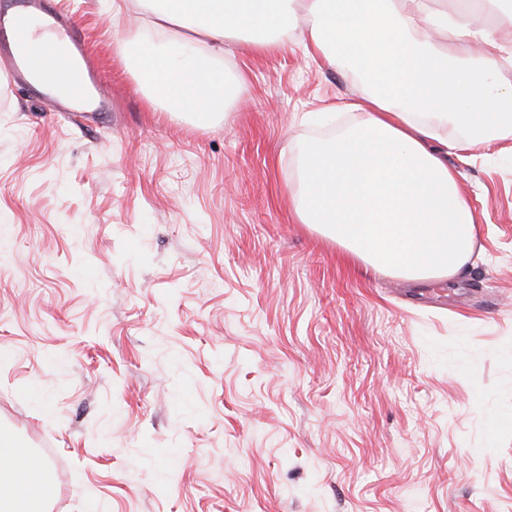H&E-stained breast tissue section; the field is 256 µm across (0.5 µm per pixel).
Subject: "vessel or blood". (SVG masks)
Segmentation results:
<instances>
[{"mask_svg": "<svg viewBox=\"0 0 512 512\" xmlns=\"http://www.w3.org/2000/svg\"><path fill=\"white\" fill-rule=\"evenodd\" d=\"M16 5L18 11L13 15L0 10V66L10 72L13 81L24 84L54 112L111 111L106 79L91 60L75 22L52 6L51 0H17ZM35 18L66 47L62 60L32 57L29 28ZM52 82L64 84L65 95L46 94Z\"/></svg>", "mask_w": 512, "mask_h": 512, "instance_id": "obj_1", "label": "vessel or blood"}]
</instances>
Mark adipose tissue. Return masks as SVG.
Wrapping results in <instances>:
<instances>
[{
  "label": "adipose tissue",
  "mask_w": 512,
  "mask_h": 512,
  "mask_svg": "<svg viewBox=\"0 0 512 512\" xmlns=\"http://www.w3.org/2000/svg\"><path fill=\"white\" fill-rule=\"evenodd\" d=\"M152 25L185 29L178 44L140 43L151 100L193 125L223 113L229 88L213 59L244 38L250 53L282 48L302 17L308 57L360 79L353 125L302 148L296 214L364 270L408 280L455 275L473 251L476 219L448 152L512 139V0H150ZM489 21L472 22L474 11ZM455 138L438 137V129ZM54 479L45 460L0 432V512H40Z\"/></svg>",
  "instance_id": "ef3b65f1"
}]
</instances>
